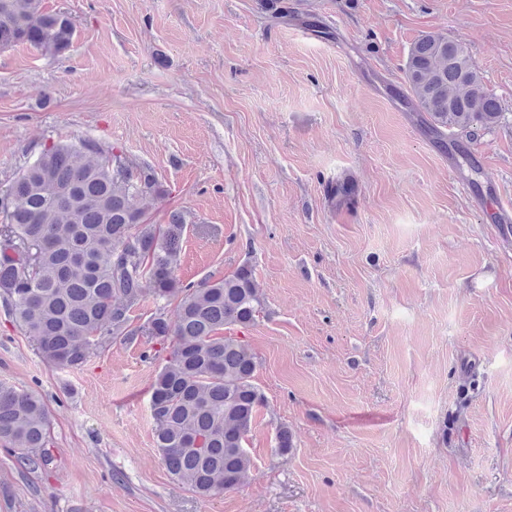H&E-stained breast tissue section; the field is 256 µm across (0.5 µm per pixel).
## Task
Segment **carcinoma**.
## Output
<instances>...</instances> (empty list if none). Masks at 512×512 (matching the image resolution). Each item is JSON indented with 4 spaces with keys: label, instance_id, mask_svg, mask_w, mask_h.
Here are the masks:
<instances>
[{
    "label": "carcinoma",
    "instance_id": "1",
    "mask_svg": "<svg viewBox=\"0 0 512 512\" xmlns=\"http://www.w3.org/2000/svg\"><path fill=\"white\" fill-rule=\"evenodd\" d=\"M74 33L71 20L42 0H0L1 49L29 44L59 57ZM403 72L439 137L504 119L467 49L442 31L421 35ZM167 195L151 168H135L95 141L43 147L0 196V303L55 368L80 367L118 337L170 341L151 383L157 448L173 476L213 496L238 488L251 468L246 436L264 395L254 384L258 356L233 331L251 327L264 300L247 265L218 280L178 278L185 214L151 224L140 206ZM148 297L155 312L131 327V313ZM174 300L171 324L165 308ZM51 429L37 393L0 384V441L17 447L28 467L48 461Z\"/></svg>",
    "mask_w": 512,
    "mask_h": 512
}]
</instances>
